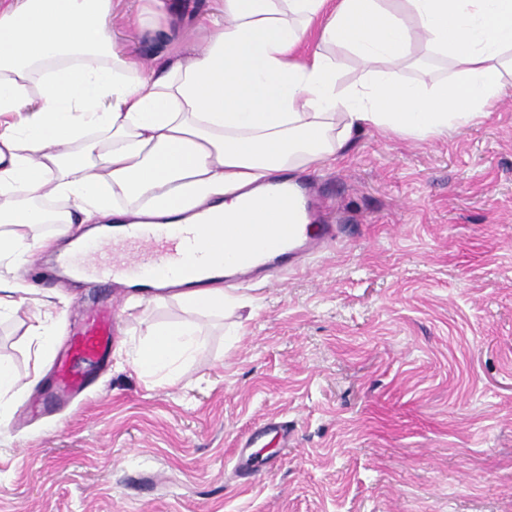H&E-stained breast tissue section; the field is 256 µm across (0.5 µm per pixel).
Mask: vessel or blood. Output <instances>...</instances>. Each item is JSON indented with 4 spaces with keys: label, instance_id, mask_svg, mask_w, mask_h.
Segmentation results:
<instances>
[{
    "label": "vessel or blood",
    "instance_id": "obj_1",
    "mask_svg": "<svg viewBox=\"0 0 512 512\" xmlns=\"http://www.w3.org/2000/svg\"><path fill=\"white\" fill-rule=\"evenodd\" d=\"M269 195L292 202L297 223L283 224L271 231L259 224H183L175 220L163 224H124L110 238L84 245L82 270L94 285L104 279L127 277L148 283L153 277L164 274L185 279L187 287L191 288L195 285V271L213 265L209 243L217 237L263 240L264 245L257 253L229 266V273L239 280L283 267L301 268L303 258L336 242L341 232L339 225L304 223L307 210L299 191L289 184L287 177L273 179ZM116 314V309L110 308L90 315L84 328L71 341L70 360L58 367V397L39 402V409L53 410L73 391L84 387L86 376L79 366L100 362L112 349L116 342L112 334Z\"/></svg>",
    "mask_w": 512,
    "mask_h": 512
}]
</instances>
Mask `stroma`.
I'll use <instances>...</instances> for the list:
<instances>
[{"instance_id":"stroma-1","label":"stroma","mask_w":512,"mask_h":512,"mask_svg":"<svg viewBox=\"0 0 512 512\" xmlns=\"http://www.w3.org/2000/svg\"><path fill=\"white\" fill-rule=\"evenodd\" d=\"M167 26L118 50L150 63L200 41L221 0H167ZM348 235L305 270L226 290L246 299L242 337L198 316L203 347L182 380L126 353L186 319L177 300L121 307L118 347L87 370L70 409L29 412L55 356L91 309L129 294L68 279L38 285L69 241L36 228L33 262L6 279L38 288L56 328L39 379L25 304L0 317V361L18 377L0 420V512H512V97L429 143L364 128L310 169ZM287 422L246 470L256 425Z\"/></svg>"}]
</instances>
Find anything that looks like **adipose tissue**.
<instances>
[{
	"label": "adipose tissue",
	"mask_w": 512,
	"mask_h": 512,
	"mask_svg": "<svg viewBox=\"0 0 512 512\" xmlns=\"http://www.w3.org/2000/svg\"><path fill=\"white\" fill-rule=\"evenodd\" d=\"M114 4L0 0V265L23 260L40 224L216 211L282 224L259 199L272 172L336 159L363 127L430 142L512 93V0H222L223 24L201 18L202 46L158 68L116 50ZM419 51L450 60L452 79H398ZM349 53L363 75L346 84ZM179 297L190 312L239 307L220 286ZM201 345L197 322L169 323L129 361L174 380Z\"/></svg>",
	"instance_id": "ef3b65f1"
}]
</instances>
